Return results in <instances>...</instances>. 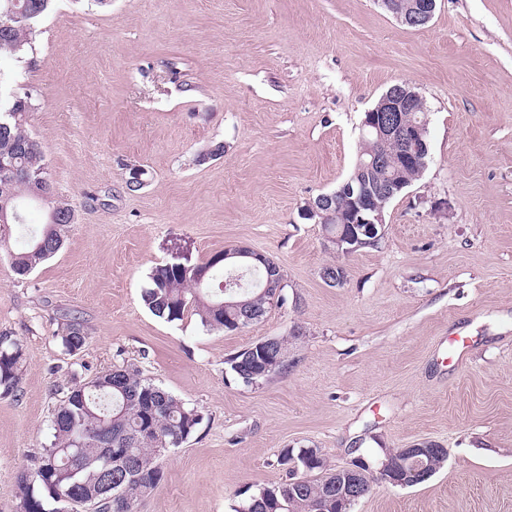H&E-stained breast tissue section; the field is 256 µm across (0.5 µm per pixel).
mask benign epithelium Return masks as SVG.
Segmentation results:
<instances>
[{"mask_svg": "<svg viewBox=\"0 0 512 512\" xmlns=\"http://www.w3.org/2000/svg\"><path fill=\"white\" fill-rule=\"evenodd\" d=\"M381 6L391 13L401 23L411 26H423L432 19L437 0H378ZM419 94L408 84L395 85L387 90L381 97L378 105L365 113L362 121V135H374L380 141L396 140L399 143V165L426 166L423 156V145L420 130L416 125H407L403 121L402 113L418 110L416 98ZM393 184L379 185L374 188L365 182L351 180L344 183L342 190L349 195V202L342 206L334 194H321L306 209V216L318 218L319 221H332L344 225L336 235L330 237V242L336 251L345 253L350 251L348 245L360 240V236L367 235L376 242L380 239V232L384 228L383 206L376 203L374 195L391 196ZM251 258L265 263L269 269L274 263L269 257L243 245H229L224 248V258ZM256 348L269 354L264 369L275 370L283 358L275 351L273 339L266 338L256 343ZM439 450V446L423 441L404 449L403 458L405 466L386 460L379 468V474L384 480L397 486H408L427 478L426 468L432 455ZM367 465L363 459L358 458L345 467L347 475L346 489L339 495L342 508L348 510L360 497V476L363 466Z\"/></svg>", "mask_w": 512, "mask_h": 512, "instance_id": "benign-epithelium-1", "label": "benign epithelium"}]
</instances>
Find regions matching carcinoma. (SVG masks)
<instances>
[{
	"label": "carcinoma",
	"mask_w": 512,
	"mask_h": 512,
	"mask_svg": "<svg viewBox=\"0 0 512 512\" xmlns=\"http://www.w3.org/2000/svg\"><path fill=\"white\" fill-rule=\"evenodd\" d=\"M55 0H0V58H20L32 48L37 26L52 9ZM33 106L29 93L15 95L8 107L0 106V172L9 166L11 177H0V211H6L10 225L26 223L19 202L40 193L45 212H55L58 223H43L32 232L26 245L8 250L6 259L13 272L28 275L38 264L56 254L62 245L63 227L72 222L69 203L56 196L48 178L41 143L26 129L24 115ZM398 154L394 142L362 138L359 156ZM214 254L201 265L161 264L149 274L150 285L142 293L149 311L168 322L196 315L208 331L238 330L233 313L224 300L243 302L251 322L260 320L271 305L276 290L284 289L281 269L273 273L240 260L230 264ZM57 337L71 353L88 343L83 323L67 317ZM23 361L22 344L0 334V395L13 394L18 387ZM261 355L246 349L229 358L230 369L242 379L263 368ZM202 416L195 408L163 387L142 377L132 366H114L90 381L74 384L51 413L50 445L31 457L17 482L23 512H76L78 507L93 512H136L139 501L150 496L164 480L159 464L161 454L178 448L198 429ZM85 440L81 458H72L75 437ZM100 448H117L132 467L112 465V490L98 477L93 462ZM297 458L303 481L284 482L250 498L237 512H338L336 483L343 470L328 466L314 448L282 451L280 462Z\"/></svg>",
	"instance_id": "1"
}]
</instances>
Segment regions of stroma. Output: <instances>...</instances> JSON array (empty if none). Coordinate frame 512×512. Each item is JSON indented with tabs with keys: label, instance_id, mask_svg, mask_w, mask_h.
Listing matches in <instances>:
<instances>
[{
	"label": "stroma",
	"instance_id": "stroma-1",
	"mask_svg": "<svg viewBox=\"0 0 512 512\" xmlns=\"http://www.w3.org/2000/svg\"><path fill=\"white\" fill-rule=\"evenodd\" d=\"M401 82L427 113L426 167L378 245L337 253L303 211L348 178L365 112ZM15 91L74 222L28 277L0 261V333L24 349L0 396V512H20L17 475L73 380L123 364L203 417L137 512H237L288 480L286 448L377 468L422 441L443 468L377 482L352 512H512V0H437L419 28L377 0H56L32 52L0 60ZM229 244L274 257L283 304L232 333L144 306L156 265ZM67 313L88 332L76 355L56 337ZM269 337L286 369L244 383L229 357Z\"/></svg>",
	"mask_w": 512,
	"mask_h": 512
}]
</instances>
